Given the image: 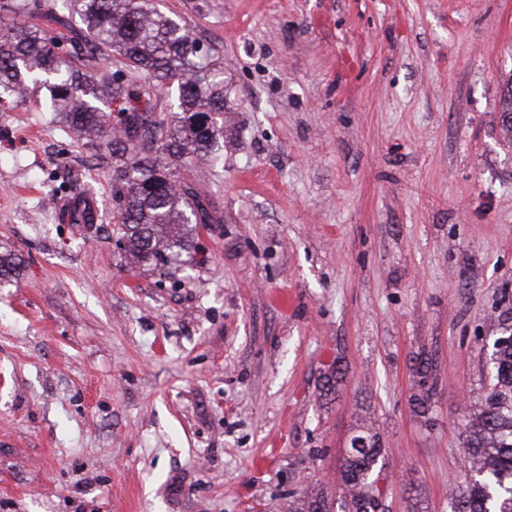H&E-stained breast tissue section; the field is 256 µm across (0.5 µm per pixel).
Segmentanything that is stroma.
I'll return each mask as SVG.
<instances>
[{
    "label": "stroma",
    "instance_id": "stroma-1",
    "mask_svg": "<svg viewBox=\"0 0 512 512\" xmlns=\"http://www.w3.org/2000/svg\"><path fill=\"white\" fill-rule=\"evenodd\" d=\"M156 3L237 106L178 174L218 222L132 264L110 148L0 105V512H288L363 433L375 512H449L512 324V0ZM80 187L99 228L60 219Z\"/></svg>",
    "mask_w": 512,
    "mask_h": 512
}]
</instances>
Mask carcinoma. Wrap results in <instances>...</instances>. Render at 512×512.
<instances>
[{
    "mask_svg": "<svg viewBox=\"0 0 512 512\" xmlns=\"http://www.w3.org/2000/svg\"><path fill=\"white\" fill-rule=\"evenodd\" d=\"M69 13L82 24L81 34L63 51L57 37L36 29L16 9L0 17V101L28 103L44 96L45 110L76 137L112 143L113 195L118 201L112 233L116 243L139 263H158L168 255L196 248L199 226L216 219L189 185H176L173 168L192 160H219L224 113L230 110L224 77L206 62L190 30L159 10L154 0H66ZM117 53L141 73L144 92L153 94L177 83L178 104L166 123L151 112L120 117V134L112 133L103 106L121 95L122 84L96 77L76 60H108ZM74 224H95L89 196ZM491 382L485 406L471 425L464 449L471 480L451 504L450 512H512V334L494 342ZM362 448L348 451L342 466L340 500L321 490L303 495L289 512H370L374 466L381 456L375 437L360 435Z\"/></svg>",
    "mask_w": 512,
    "mask_h": 512,
    "instance_id": "cac0c4a2",
    "label": "carcinoma"
}]
</instances>
